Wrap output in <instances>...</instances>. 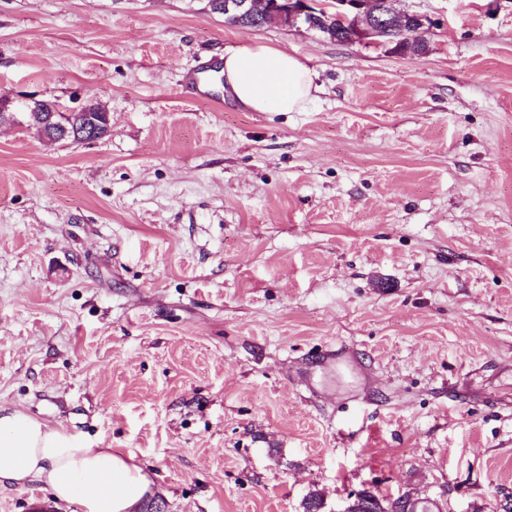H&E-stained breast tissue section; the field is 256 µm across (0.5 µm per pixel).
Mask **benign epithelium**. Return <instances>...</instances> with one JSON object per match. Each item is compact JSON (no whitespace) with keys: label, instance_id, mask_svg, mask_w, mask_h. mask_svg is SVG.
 <instances>
[{"label":"benign epithelium","instance_id":"obj_1","mask_svg":"<svg viewBox=\"0 0 512 512\" xmlns=\"http://www.w3.org/2000/svg\"><path fill=\"white\" fill-rule=\"evenodd\" d=\"M387 0H331L322 4L318 0H284L275 3L288 27H314V22L324 19L323 28L330 26V20H339L347 30V39L375 44L386 48L394 42L391 29L394 28L385 10ZM409 27L415 32L427 31L432 25L430 19L415 12L401 13ZM59 107L50 109L43 116L53 139L64 143H92L104 139L110 133L109 115L102 120L92 117L90 110L82 108L66 113L62 121L55 120Z\"/></svg>","mask_w":512,"mask_h":512}]
</instances>
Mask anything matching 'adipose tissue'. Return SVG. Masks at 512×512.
<instances>
[{"mask_svg":"<svg viewBox=\"0 0 512 512\" xmlns=\"http://www.w3.org/2000/svg\"><path fill=\"white\" fill-rule=\"evenodd\" d=\"M224 82L253 112H298L312 91V71L285 49L258 42L224 56ZM46 485L79 512H137L151 492L149 471L116 448H91L76 434L24 413L0 414V484Z\"/></svg>","mask_w":512,"mask_h":512,"instance_id":"obj_1","label":"adipose tissue"}]
</instances>
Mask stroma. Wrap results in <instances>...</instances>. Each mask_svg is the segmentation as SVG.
Returning a JSON list of instances; mask_svg holds the SVG:
<instances>
[{
	"label": "stroma",
	"instance_id": "stroma-1",
	"mask_svg": "<svg viewBox=\"0 0 512 512\" xmlns=\"http://www.w3.org/2000/svg\"><path fill=\"white\" fill-rule=\"evenodd\" d=\"M428 50L225 24L209 0H0V408L134 456L164 512L320 493L512 512V0H396ZM257 41L300 112L183 82ZM75 512L34 482L0 512ZM57 112L64 117L57 104L50 109L49 114L43 116V124L56 142L92 143L104 139L110 133L108 113L101 114L103 122H100L92 117L89 109L82 108L65 113L63 122L54 119L58 116Z\"/></svg>",
	"mask_w": 512,
	"mask_h": 512
}]
</instances>
